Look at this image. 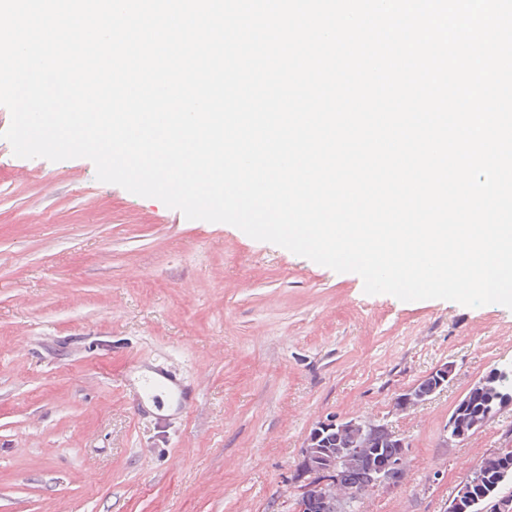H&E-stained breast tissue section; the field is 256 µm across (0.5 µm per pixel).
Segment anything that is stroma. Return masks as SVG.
Listing matches in <instances>:
<instances>
[{"label":"stroma","mask_w":512,"mask_h":512,"mask_svg":"<svg viewBox=\"0 0 512 512\" xmlns=\"http://www.w3.org/2000/svg\"><path fill=\"white\" fill-rule=\"evenodd\" d=\"M166 361L190 410L136 412ZM424 404L398 396L445 363ZM512 362V310L369 295L235 226L97 180L92 161L16 157L0 139V512H293L291 474L325 419L407 442L400 487L358 512H448L512 448V408L462 441L448 419Z\"/></svg>","instance_id":"stroma-1"}]
</instances>
